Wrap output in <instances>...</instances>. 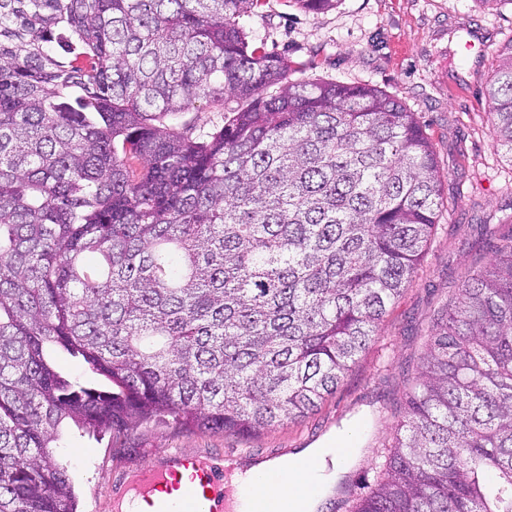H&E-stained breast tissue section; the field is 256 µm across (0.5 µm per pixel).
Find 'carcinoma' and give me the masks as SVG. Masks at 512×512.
I'll use <instances>...</instances> for the list:
<instances>
[{
  "label": "carcinoma",
  "instance_id": "carcinoma-1",
  "mask_svg": "<svg viewBox=\"0 0 512 512\" xmlns=\"http://www.w3.org/2000/svg\"><path fill=\"white\" fill-rule=\"evenodd\" d=\"M261 2L0 0V512H78L67 423L247 440L313 413L416 276L444 206L423 125L292 79L240 22ZM498 58L512 162V40ZM200 99L223 124L176 122ZM375 470L350 512H512V233L437 315ZM54 366L71 379H77L102 388H108L110 385L105 377L92 373L81 358L72 357L63 350L56 352Z\"/></svg>",
  "mask_w": 512,
  "mask_h": 512
}]
</instances>
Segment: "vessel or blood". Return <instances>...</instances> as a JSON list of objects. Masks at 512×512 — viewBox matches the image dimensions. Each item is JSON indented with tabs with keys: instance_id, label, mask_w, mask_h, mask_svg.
Segmentation results:
<instances>
[{
	"instance_id": "obj_1",
	"label": "vessel or blood",
	"mask_w": 512,
	"mask_h": 512,
	"mask_svg": "<svg viewBox=\"0 0 512 512\" xmlns=\"http://www.w3.org/2000/svg\"><path fill=\"white\" fill-rule=\"evenodd\" d=\"M224 469L206 458L159 449L125 481L123 498L130 512H204L206 502L216 499L221 512H233L222 499Z\"/></svg>"
}]
</instances>
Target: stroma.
Masks as SVG:
<instances>
[{
	"label": "stroma",
	"mask_w": 512,
	"mask_h": 512,
	"mask_svg": "<svg viewBox=\"0 0 512 512\" xmlns=\"http://www.w3.org/2000/svg\"><path fill=\"white\" fill-rule=\"evenodd\" d=\"M243 23L254 42L288 56L298 80L371 84L418 113L440 168L448 200L414 281L390 308L378 336L341 380L335 395L302 420L245 440L172 425L134 429L130 438L64 431L57 450L67 463L80 512H117L125 475L145 467L155 449L180 448L205 458L276 460L357 425L364 454L348 471L350 493L376 478L374 464L405 405L438 311L455 295L477 258H490L512 231V162L497 152L485 92L496 52L512 39V8L478 0H341L312 15L293 0H266ZM476 51L457 63L461 40Z\"/></svg>",
	"instance_id": "obj_1"
}]
</instances>
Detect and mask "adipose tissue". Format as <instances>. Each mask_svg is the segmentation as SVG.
Listing matches in <instances>:
<instances>
[{"mask_svg": "<svg viewBox=\"0 0 512 512\" xmlns=\"http://www.w3.org/2000/svg\"><path fill=\"white\" fill-rule=\"evenodd\" d=\"M359 454L343 434L319 448L295 451L273 462L235 467L230 499L236 512H253L258 496L271 504L273 512H316Z\"/></svg>", "mask_w": 512, "mask_h": 512, "instance_id": "adipose-tissue-1", "label": "adipose tissue"}]
</instances>
